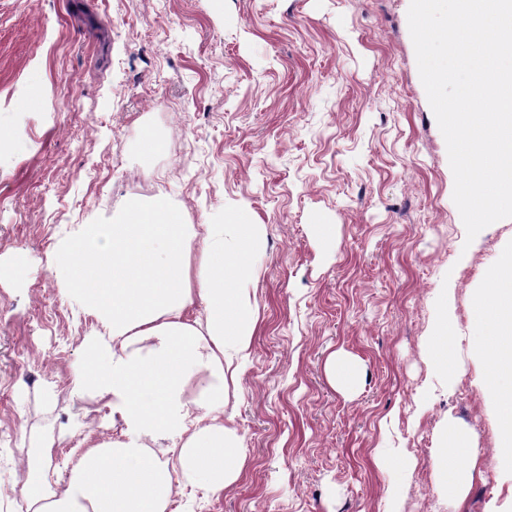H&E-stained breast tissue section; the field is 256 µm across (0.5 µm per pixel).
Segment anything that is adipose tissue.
I'll use <instances>...</instances> for the list:
<instances>
[{"instance_id":"adipose-tissue-1","label":"adipose tissue","mask_w":512,"mask_h":512,"mask_svg":"<svg viewBox=\"0 0 512 512\" xmlns=\"http://www.w3.org/2000/svg\"><path fill=\"white\" fill-rule=\"evenodd\" d=\"M260 234L241 218L195 229L156 195L59 246L54 271L66 283L64 300L98 323L82 341L87 358L73 372L74 392L104 402L121 433L89 443L62 487L38 465L54 440L36 441L22 489L26 512H169L184 484L218 494L238 478L243 457L224 423V364L252 346L253 269L243 255ZM196 235L202 266L194 275L187 242ZM197 303L204 318L189 315ZM201 372L204 394L186 398Z\"/></svg>"}]
</instances>
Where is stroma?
Wrapping results in <instances>:
<instances>
[{"instance_id":"35a3bbf8","label":"stroma","mask_w":512,"mask_h":512,"mask_svg":"<svg viewBox=\"0 0 512 512\" xmlns=\"http://www.w3.org/2000/svg\"><path fill=\"white\" fill-rule=\"evenodd\" d=\"M410 0H0V488L35 439L66 475L108 408L72 369L95 320L63 301L59 243L143 188L189 224L262 225L258 320L224 393L245 464L175 512H512L491 354L473 343L512 218L467 241L420 79ZM156 137L152 168L138 135ZM448 326L451 365L430 338ZM356 373L346 392L330 354ZM477 464L464 497L437 460Z\"/></svg>"}]
</instances>
